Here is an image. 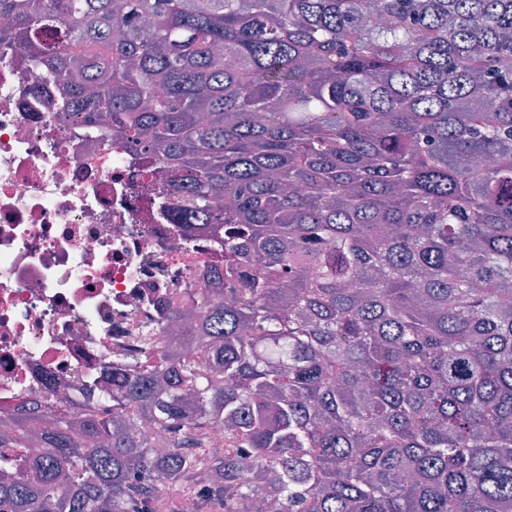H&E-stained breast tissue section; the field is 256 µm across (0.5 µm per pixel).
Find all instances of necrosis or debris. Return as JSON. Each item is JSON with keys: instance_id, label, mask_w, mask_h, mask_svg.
<instances>
[{"instance_id": "obj_1", "label": "necrosis or debris", "mask_w": 512, "mask_h": 512, "mask_svg": "<svg viewBox=\"0 0 512 512\" xmlns=\"http://www.w3.org/2000/svg\"><path fill=\"white\" fill-rule=\"evenodd\" d=\"M30 53L0 51V413L45 416L154 355L164 304L210 287L224 254L211 225L172 219L165 163L142 176L122 128L61 111Z\"/></svg>"}]
</instances>
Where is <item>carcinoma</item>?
<instances>
[{"instance_id": "1", "label": "carcinoma", "mask_w": 512, "mask_h": 512, "mask_svg": "<svg viewBox=\"0 0 512 512\" xmlns=\"http://www.w3.org/2000/svg\"><path fill=\"white\" fill-rule=\"evenodd\" d=\"M0 12L224 247L114 412L89 383L0 417V466L46 448L0 512H172L158 479L199 512H512V0Z\"/></svg>"}]
</instances>
